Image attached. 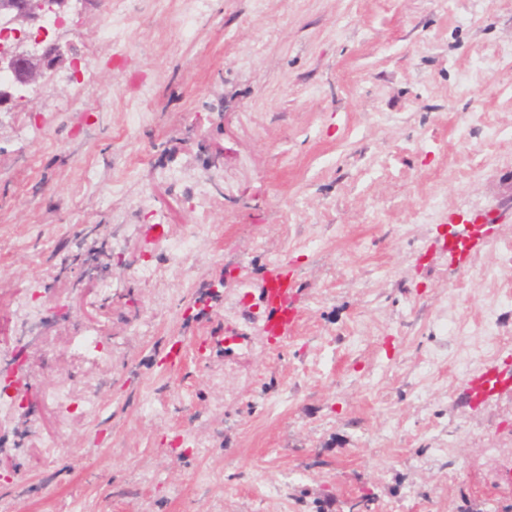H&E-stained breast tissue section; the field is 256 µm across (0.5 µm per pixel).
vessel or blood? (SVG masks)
<instances>
[{
  "label": "vessel or blood",
  "mask_w": 512,
  "mask_h": 512,
  "mask_svg": "<svg viewBox=\"0 0 512 512\" xmlns=\"http://www.w3.org/2000/svg\"><path fill=\"white\" fill-rule=\"evenodd\" d=\"M297 270L287 261L277 259L270 263L262 288L264 316L260 333L268 340L281 343L291 338L302 319L298 301ZM497 376L484 373L469 383L470 398L480 402L495 389Z\"/></svg>",
  "instance_id": "obj_1"
}]
</instances>
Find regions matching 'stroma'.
Wrapping results in <instances>:
<instances>
[{
	"label": "stroma",
	"instance_id": "obj_1",
	"mask_svg": "<svg viewBox=\"0 0 512 512\" xmlns=\"http://www.w3.org/2000/svg\"><path fill=\"white\" fill-rule=\"evenodd\" d=\"M119 6L124 43L101 37L107 0L48 36L59 73L91 56L90 86L0 109V377L33 387L0 423V503L512 512V380L468 391L512 373V0ZM276 258L302 308L278 348L257 331ZM29 295L46 319L23 337ZM84 330L101 351L75 350ZM204 227L205 225L196 224L188 234L171 240L168 251L175 268L183 265L191 257L194 240L199 231ZM498 382L499 378L491 375L489 371L472 378L468 383L471 400L482 402L494 391Z\"/></svg>",
	"mask_w": 512,
	"mask_h": 512
}]
</instances>
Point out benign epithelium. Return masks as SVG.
<instances>
[{
  "instance_id": "1",
  "label": "benign epithelium",
  "mask_w": 512,
  "mask_h": 512,
  "mask_svg": "<svg viewBox=\"0 0 512 512\" xmlns=\"http://www.w3.org/2000/svg\"><path fill=\"white\" fill-rule=\"evenodd\" d=\"M70 0H0V15L14 24L41 27L43 17L50 11L61 13ZM63 61L59 44L49 43L29 51L20 44L0 49V73L7 80L0 83V107L22 97L25 88L36 82L45 68L56 67Z\"/></svg>"
}]
</instances>
